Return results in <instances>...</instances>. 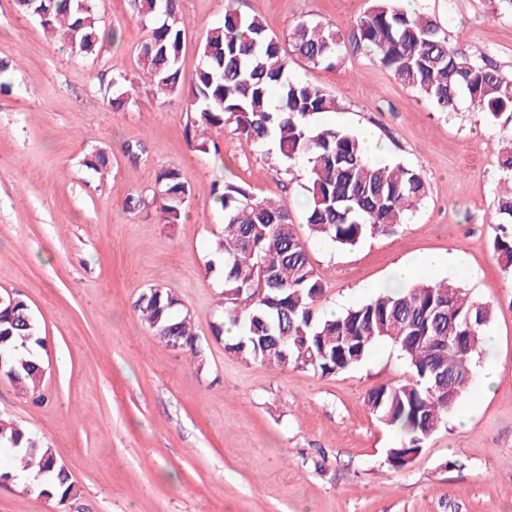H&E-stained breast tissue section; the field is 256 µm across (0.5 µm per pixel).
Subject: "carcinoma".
<instances>
[{
  "mask_svg": "<svg viewBox=\"0 0 512 512\" xmlns=\"http://www.w3.org/2000/svg\"><path fill=\"white\" fill-rule=\"evenodd\" d=\"M149 38L140 66L151 90L162 96L182 91L181 47L185 23L180 0H132ZM44 29L75 55H94L118 29L101 25L98 0H47ZM355 45L373 56L404 87L439 112H454L461 99L500 124L499 167L512 172V76L485 54L458 50L434 17L402 9L396 0H373L353 31ZM343 36L337 27L300 20L286 41L268 33L256 16L240 13L224 0V20L200 47V63L188 92L192 128H223L245 137L276 157L285 171L299 169L305 197L304 224L311 237L337 247L356 246L367 237L388 235L428 194L418 169L400 161H372L361 136L335 126H317L316 116L335 112V96L288 74L291 56L318 67L335 65ZM108 105L125 109L137 90L119 74L112 78ZM192 195L173 168H161L152 195L138 206L155 207L167 224L177 223ZM224 225L212 253L223 273L224 323L237 328L225 349L245 363L311 368L323 375L353 367L375 343H390L410 375L370 390L369 412L381 424L399 428L405 439L386 450L388 464L404 469L448 416V396L430 391L435 380L464 390L470 361L479 353L493 308L472 299L462 283L416 282L381 293L333 317L318 304L324 285L316 274L298 225L283 201L256 197L246 186L226 182L213 189ZM495 220L500 235L493 249L503 267H512V181L496 191ZM137 311L153 335L167 346L199 354L198 336L181 299L154 286ZM459 341H448V324ZM43 341L26 302L18 296L0 304V376L34 400L41 399ZM0 438L12 450V469L1 481L28 480L26 490L63 505L78 489L53 449L9 420L0 419Z\"/></svg>",
  "mask_w": 512,
  "mask_h": 512,
  "instance_id": "carcinoma-1",
  "label": "carcinoma"
}]
</instances>
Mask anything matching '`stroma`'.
<instances>
[{
  "label": "stroma",
  "instance_id": "1",
  "mask_svg": "<svg viewBox=\"0 0 512 512\" xmlns=\"http://www.w3.org/2000/svg\"><path fill=\"white\" fill-rule=\"evenodd\" d=\"M370 6L237 2L280 38L302 18L350 34ZM411 8L439 19L456 48L481 49L512 75V13L494 0H413ZM102 11L121 37L80 57L38 18L0 0V294L26 301L47 352L45 402L32 403L0 378V417L54 450L80 490L73 512H512V268L492 247L498 127L464 100L457 111H434L348 44L335 67L296 59L289 69L339 100L317 124L372 130L385 159L416 167L429 185L395 234L346 249L307 239L325 289L320 313L366 302L395 266L424 254L442 259L432 278L459 281L496 309L471 361L470 386L397 472L386 450L401 434L364 403L372 388L407 375L389 343L323 376L244 363L215 334L223 281L206 263L224 213L213 186H250L299 217V183L232 127L189 128L185 93L142 88L125 110L112 111L103 89L119 73L138 78L149 30L130 0H102ZM182 13L189 78L206 33L224 18V0H182ZM201 138L210 151L198 150ZM131 144L137 156L127 153ZM99 148L111 159L104 177L85 165ZM163 167L192 189L176 224L128 208L131 195H151ZM155 285L172 289L190 312L200 357L167 347L141 319L135 304ZM492 365L499 376L487 395L482 376Z\"/></svg>",
  "mask_w": 512,
  "mask_h": 512
}]
</instances>
